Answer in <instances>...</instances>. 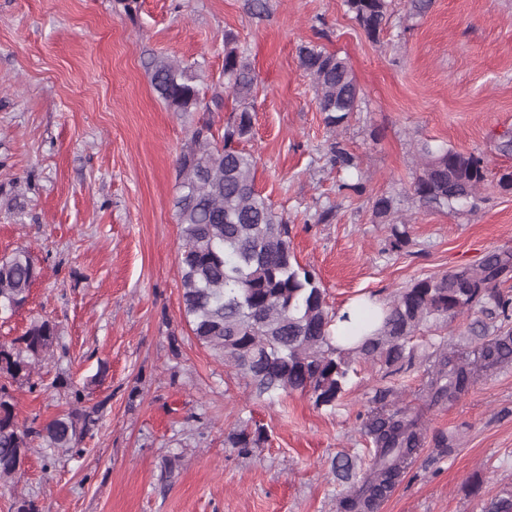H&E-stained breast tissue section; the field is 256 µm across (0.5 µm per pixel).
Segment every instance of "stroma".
<instances>
[{
    "label": "stroma",
    "mask_w": 512,
    "mask_h": 512,
    "mask_svg": "<svg viewBox=\"0 0 512 512\" xmlns=\"http://www.w3.org/2000/svg\"><path fill=\"white\" fill-rule=\"evenodd\" d=\"M268 2L256 18L246 0H0V256L27 249L41 270L27 303L0 323V343L46 316L66 347L42 390H18L19 418L66 414L73 387L104 404L81 454L49 466L32 450L0 482V512L18 496L41 512H340L349 484L332 463L342 454L355 471L368 467L361 416L386 387L422 411L426 436L377 512H482L512 484V365L479 374L454 404H425L428 341L471 352L467 317L421 330L397 374L357 363L333 409L297 392L256 398L185 323L173 200L198 115L165 106L146 62L193 65L209 89L228 33L258 75L244 144L256 187L332 309L386 302L415 280L512 249V193L497 185L512 169L497 149L512 131V0H434L422 17L391 0L374 39L345 0ZM309 42L346 58L361 88L335 132L298 63ZM334 139L355 168L328 164ZM426 143L483 158L475 207L418 202L411 184ZM381 194L409 226L403 250H390V229L373 216ZM242 421L263 428V448L230 447Z\"/></svg>",
    "instance_id": "stroma-1"
}]
</instances>
